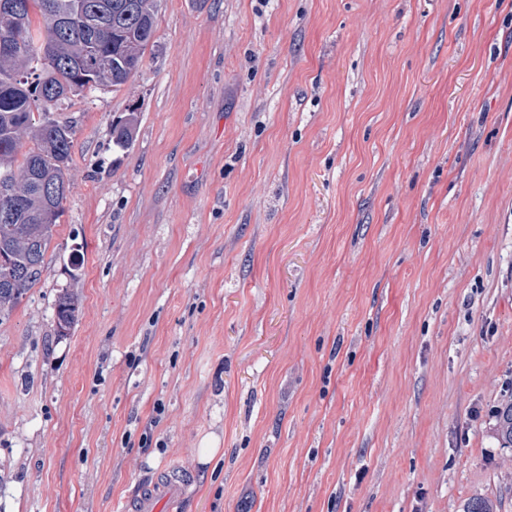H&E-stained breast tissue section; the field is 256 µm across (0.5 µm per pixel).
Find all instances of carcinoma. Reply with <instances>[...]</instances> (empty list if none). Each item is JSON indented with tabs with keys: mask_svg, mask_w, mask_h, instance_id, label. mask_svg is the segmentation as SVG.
<instances>
[{
	"mask_svg": "<svg viewBox=\"0 0 512 512\" xmlns=\"http://www.w3.org/2000/svg\"><path fill=\"white\" fill-rule=\"evenodd\" d=\"M0 0V42L19 41L0 54V176L8 175L13 195L0 194V314L11 311L45 270V255L64 213L66 171L74 146L71 125L50 118L53 105L84 90L118 89L140 70L156 33L153 0ZM137 115L112 123V143L131 147ZM61 187L49 197L42 185ZM56 326L70 332L81 314L77 293L60 292ZM493 435L512 448V395L495 411Z\"/></svg>",
	"mask_w": 512,
	"mask_h": 512,
	"instance_id": "cac0c4a2",
	"label": "carcinoma"
}]
</instances>
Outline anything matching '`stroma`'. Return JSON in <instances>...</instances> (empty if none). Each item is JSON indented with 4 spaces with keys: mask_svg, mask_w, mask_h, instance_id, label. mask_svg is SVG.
I'll return each instance as SVG.
<instances>
[{
    "mask_svg": "<svg viewBox=\"0 0 512 512\" xmlns=\"http://www.w3.org/2000/svg\"><path fill=\"white\" fill-rule=\"evenodd\" d=\"M155 6L139 73L53 110L73 161L0 317V512H113L162 466L194 476L177 512H512V0ZM137 115L134 112L128 113L120 120L112 123V143L121 149H128L134 141L137 128ZM65 289L60 292L54 309L55 323L58 330L65 333L63 329L59 328L62 327L67 331L65 334L58 332L61 337L69 335L81 314V302L78 294L68 288ZM493 435L500 447L512 448V393L502 399L495 411Z\"/></svg>",
    "mask_w": 512,
    "mask_h": 512,
    "instance_id": "35a3bbf8",
    "label": "stroma"
}]
</instances>
